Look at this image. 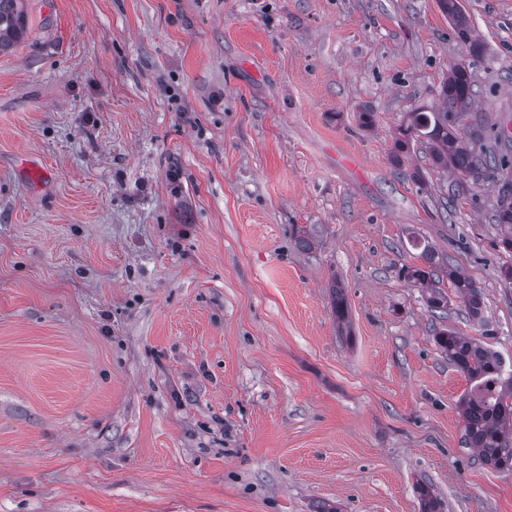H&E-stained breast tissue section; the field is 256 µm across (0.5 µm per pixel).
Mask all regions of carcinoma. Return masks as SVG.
<instances>
[{
    "mask_svg": "<svg viewBox=\"0 0 512 512\" xmlns=\"http://www.w3.org/2000/svg\"><path fill=\"white\" fill-rule=\"evenodd\" d=\"M454 30L463 44H472L469 20L458 0H441ZM26 31L24 0H0V51L10 48ZM477 95L469 71L455 65L441 82V111L418 108L406 113L394 136L392 155L396 161L408 153L415 143L429 149L435 166L457 175L455 191L464 180L483 173L493 174L508 163L503 150L512 146V136L502 128L490 131L476 129L466 142L458 131L463 123L474 125L469 105ZM493 220L502 231L500 247L512 254V183L502 186ZM448 280L471 317L481 318V292L467 278L448 270ZM439 347L448 360L471 383L461 398L465 439L478 450L481 460L496 469H512V373H504L502 360L489 348L445 330L437 337Z\"/></svg>",
    "mask_w": 512,
    "mask_h": 512,
    "instance_id": "cac0c4a2",
    "label": "carcinoma"
}]
</instances>
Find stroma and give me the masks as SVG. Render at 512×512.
<instances>
[{
	"mask_svg": "<svg viewBox=\"0 0 512 512\" xmlns=\"http://www.w3.org/2000/svg\"><path fill=\"white\" fill-rule=\"evenodd\" d=\"M459 2L473 53L439 0H26L0 54V512H421L424 488L512 512L436 342L512 370V163L452 198L427 149L391 157L457 64L512 128V0ZM426 248L442 310L405 277ZM493 220L502 231L500 247L512 254V184L505 182L495 207ZM448 280L455 289L456 295L468 310L469 315L472 318L481 319L483 308L480 290L469 279L462 277L455 270H449Z\"/></svg>",
	"mask_w": 512,
	"mask_h": 512,
	"instance_id": "1",
	"label": "stroma"
}]
</instances>
